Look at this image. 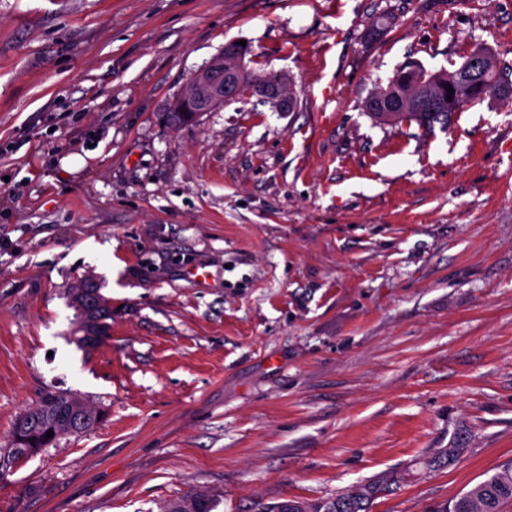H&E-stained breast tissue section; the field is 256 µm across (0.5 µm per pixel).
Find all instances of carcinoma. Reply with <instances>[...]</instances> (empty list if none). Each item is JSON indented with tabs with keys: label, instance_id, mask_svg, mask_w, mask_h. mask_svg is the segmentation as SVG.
<instances>
[{
	"label": "carcinoma",
	"instance_id": "obj_1",
	"mask_svg": "<svg viewBox=\"0 0 512 512\" xmlns=\"http://www.w3.org/2000/svg\"><path fill=\"white\" fill-rule=\"evenodd\" d=\"M224 53L227 64L237 70L241 89H246L251 82L250 75L244 67L248 49L230 44L224 48ZM477 55L490 60V64L475 77L472 75L470 61ZM449 87L453 88L454 95L459 100V107L455 109L448 106ZM423 96L434 100V105L426 112H419L414 108V103ZM395 98L402 102L401 107L395 111L384 112L372 107V101L375 99ZM488 98L502 101L512 99V66L488 50L478 48L467 55L452 71L428 72L412 63L398 69L387 87L365 101V110L377 121L414 122L428 130L437 125L446 129L454 112ZM95 313L101 319L99 339L102 340L109 334L107 320L112 317L109 300L102 295L98 296ZM70 398L72 395L67 393L48 392L38 405L18 417L8 447L0 448V474L8 471L11 465L19 460V456L12 453V449L45 448L63 435L82 433L95 424L97 413L92 409L88 411V416L83 422L77 421L68 425L52 420V415L59 404ZM49 431L53 432V436L48 438L46 433ZM460 452L459 448H443L435 454L429 464L439 467L450 466ZM385 483L386 479L381 478L368 484L352 486L328 502L306 504L291 500L265 507L261 512H334L335 504L338 502L345 506V512H370L372 501L381 492ZM201 502L207 505L205 512H212V501L202 494L173 502L164 507L163 512H197V505ZM509 504H512V465L500 467L489 478L456 496L444 512H503L505 506Z\"/></svg>",
	"mask_w": 512,
	"mask_h": 512
}]
</instances>
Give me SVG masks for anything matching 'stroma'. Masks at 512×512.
Wrapping results in <instances>:
<instances>
[{"label":"stroma","mask_w":512,"mask_h":512,"mask_svg":"<svg viewBox=\"0 0 512 512\" xmlns=\"http://www.w3.org/2000/svg\"><path fill=\"white\" fill-rule=\"evenodd\" d=\"M245 42V93L166 122ZM512 64V0H0V447L48 391L102 411L0 512L327 500L440 512L512 461V105L364 110L408 63ZM93 280L112 325L72 339ZM459 440L451 467H429ZM280 74L273 80L264 79L262 82L251 87L252 91L270 101L276 112H288L290 99L286 87H280Z\"/></svg>","instance_id":"obj_1"}]
</instances>
